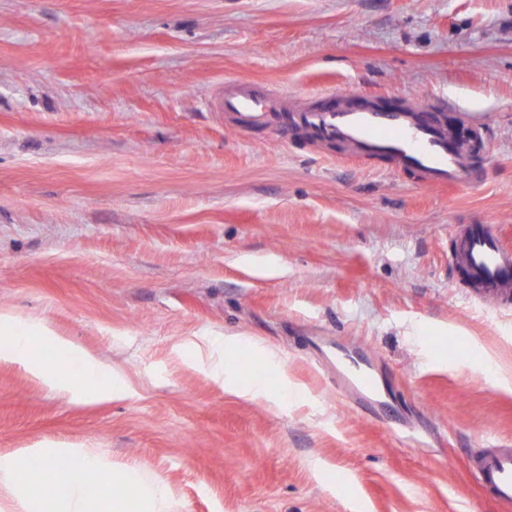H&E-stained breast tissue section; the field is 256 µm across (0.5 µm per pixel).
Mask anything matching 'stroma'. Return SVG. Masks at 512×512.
<instances>
[{
	"label": "stroma",
	"instance_id": "stroma-1",
	"mask_svg": "<svg viewBox=\"0 0 512 512\" xmlns=\"http://www.w3.org/2000/svg\"><path fill=\"white\" fill-rule=\"evenodd\" d=\"M236 77L474 112L476 182L235 132L211 102ZM462 224L512 247V0H0V314L129 385L86 400L0 361V455L91 448L183 512H498L471 458L512 448V302L462 285ZM193 336L250 340L231 367L263 394ZM323 336L373 361L381 417L317 369ZM214 375L217 379L223 378L226 389L240 395H256L263 391V387L257 384L250 387L240 385L228 365L224 364V361L223 365L220 364L215 367Z\"/></svg>",
	"mask_w": 512,
	"mask_h": 512
}]
</instances>
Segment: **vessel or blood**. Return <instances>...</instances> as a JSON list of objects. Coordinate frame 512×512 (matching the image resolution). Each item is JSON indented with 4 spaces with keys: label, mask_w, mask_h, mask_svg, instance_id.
I'll list each match as a JSON object with an SVG mask.
<instances>
[{
    "label": "vessel or blood",
    "mask_w": 512,
    "mask_h": 512,
    "mask_svg": "<svg viewBox=\"0 0 512 512\" xmlns=\"http://www.w3.org/2000/svg\"><path fill=\"white\" fill-rule=\"evenodd\" d=\"M320 98L318 105L308 106L294 96L240 78L225 82L214 106L239 131L266 130L283 144L303 133L314 144L339 146L348 159L386 156L397 169L418 172L432 188L473 183L470 147L442 122L440 105L413 100L403 108L387 110L355 101L346 93L328 91ZM452 259L481 305L495 308L512 299V248L502 244L493 225L470 224L462 229ZM336 386L346 402L384 404L367 364L337 358ZM473 468L501 512H512V448L480 450Z\"/></svg>",
    "instance_id": "1"
}]
</instances>
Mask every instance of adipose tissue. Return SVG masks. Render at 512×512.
Masks as SVG:
<instances>
[{
  "mask_svg": "<svg viewBox=\"0 0 512 512\" xmlns=\"http://www.w3.org/2000/svg\"><path fill=\"white\" fill-rule=\"evenodd\" d=\"M0 335L6 338L0 360L20 365L50 390L89 399H109L127 390L118 372L100 386L79 385L63 375L53 361L64 343L43 322H22L0 314ZM35 466L44 483L53 486L52 494L37 491L30 483L29 473ZM62 466L71 471L72 478L57 488L54 477ZM96 472L120 486L121 495L101 492L89 483V475ZM0 487L12 495L10 512H181L170 490L137 465L103 459L87 448H29L19 454L0 455Z\"/></svg>",
  "mask_w": 512,
  "mask_h": 512,
  "instance_id": "ef3b65f1",
  "label": "adipose tissue"
}]
</instances>
